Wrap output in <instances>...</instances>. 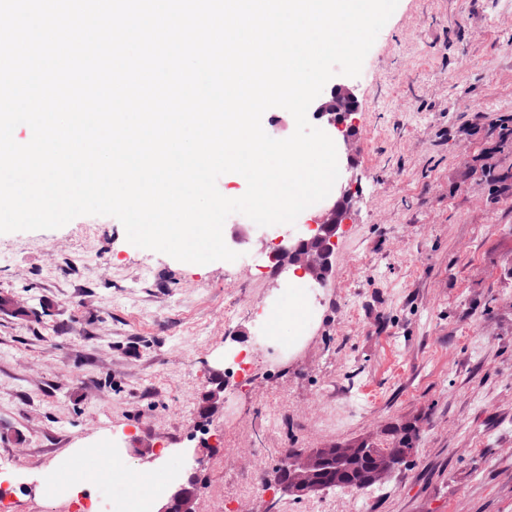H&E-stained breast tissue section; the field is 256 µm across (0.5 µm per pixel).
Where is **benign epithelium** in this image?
<instances>
[{
  "label": "benign epithelium",
  "mask_w": 512,
  "mask_h": 512,
  "mask_svg": "<svg viewBox=\"0 0 512 512\" xmlns=\"http://www.w3.org/2000/svg\"><path fill=\"white\" fill-rule=\"evenodd\" d=\"M357 109V100L352 89L346 85L332 88L330 96L314 111V117L326 120L337 129L345 147L346 158H352L358 130L347 124L348 118ZM353 195L349 189L340 187L336 199L323 205L313 219L306 222L311 235L279 236L268 252L269 260L278 269L295 267L312 285L325 283L336 264V238L343 218L353 207ZM203 459L194 457V465L183 479L174 483L157 512H193L194 497L189 495V486L198 480ZM307 457L295 451L283 461L278 471V486L282 493L300 498L307 492L309 480L304 472Z\"/></svg>",
  "instance_id": "benign-epithelium-1"
}]
</instances>
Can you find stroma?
Here are the masks:
<instances>
[{"instance_id": "1", "label": "stroma", "mask_w": 512, "mask_h": 512, "mask_svg": "<svg viewBox=\"0 0 512 512\" xmlns=\"http://www.w3.org/2000/svg\"><path fill=\"white\" fill-rule=\"evenodd\" d=\"M333 81L358 100L359 150L338 161L354 207L312 330L272 323L309 345L259 358L251 382L218 385L285 285L267 271L275 227L230 215L240 257L206 265L136 247L112 216L0 233V468L35 487L0 512H69L45 472L110 439L137 472L182 474L198 450L195 512L239 496L334 512L352 490L273 489L282 456L404 422L416 452L356 512H512V189L479 173L512 167L496 129L512 115V0H399L360 75Z\"/></svg>"}]
</instances>
